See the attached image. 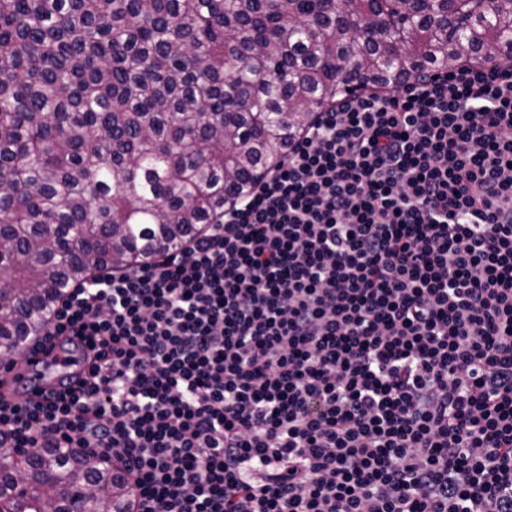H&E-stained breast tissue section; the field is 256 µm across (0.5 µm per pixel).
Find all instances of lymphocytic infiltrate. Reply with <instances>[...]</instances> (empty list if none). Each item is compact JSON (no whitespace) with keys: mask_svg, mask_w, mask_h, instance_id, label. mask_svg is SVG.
I'll list each match as a JSON object with an SVG mask.
<instances>
[{"mask_svg":"<svg viewBox=\"0 0 512 512\" xmlns=\"http://www.w3.org/2000/svg\"><path fill=\"white\" fill-rule=\"evenodd\" d=\"M0 447L129 512H512V63L339 95L179 249L66 289ZM30 364L25 371L18 370L16 366L12 371L3 370L1 373V381L8 387L15 397L22 401H38L42 400L49 394L50 390H58L59 377L47 380L51 376L36 378L37 365L44 359L42 353H35L28 356Z\"/></svg>","mask_w":512,"mask_h":512,"instance_id":"1","label":"lymphocytic infiltrate"}]
</instances>
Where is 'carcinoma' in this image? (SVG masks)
I'll return each instance as SVG.
<instances>
[{
    "label": "carcinoma",
    "mask_w": 512,
    "mask_h": 512,
    "mask_svg": "<svg viewBox=\"0 0 512 512\" xmlns=\"http://www.w3.org/2000/svg\"><path fill=\"white\" fill-rule=\"evenodd\" d=\"M504 55L512 0H0V354L67 288L214 223L339 90ZM1 461L8 512L125 508L81 455Z\"/></svg>",
    "instance_id": "obj_1"
}]
</instances>
